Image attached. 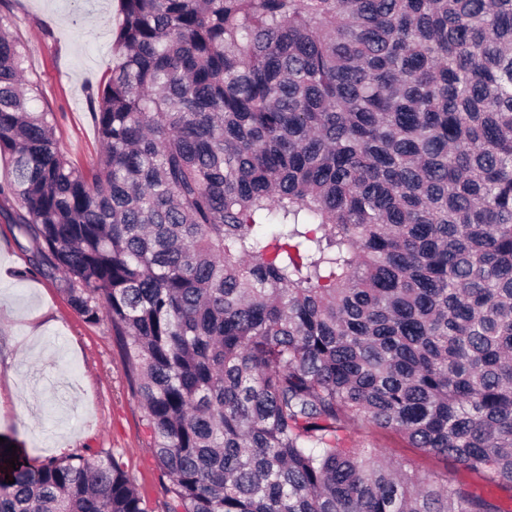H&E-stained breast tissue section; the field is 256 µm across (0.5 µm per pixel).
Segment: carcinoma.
Listing matches in <instances>:
<instances>
[{"instance_id":"cac0c4a2","label":"carcinoma","mask_w":512,"mask_h":512,"mask_svg":"<svg viewBox=\"0 0 512 512\" xmlns=\"http://www.w3.org/2000/svg\"><path fill=\"white\" fill-rule=\"evenodd\" d=\"M76 167L0 25L11 223L120 337L163 512H504L512 0H118ZM0 448V512H149L119 459ZM352 438L357 442L376 445L377 448H381L383 455L387 458L402 462L418 473L444 474L448 471L454 476L457 483L477 494L500 500L504 509L512 512V503L496 486L487 483L469 471L457 467L450 459L447 461L442 458L428 456L416 448H411L401 438L383 431L359 429L354 431Z\"/></svg>"}]
</instances>
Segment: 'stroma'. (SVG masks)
Segmentation results:
<instances>
[{"label": "stroma", "mask_w": 512, "mask_h": 512, "mask_svg": "<svg viewBox=\"0 0 512 512\" xmlns=\"http://www.w3.org/2000/svg\"><path fill=\"white\" fill-rule=\"evenodd\" d=\"M117 12V0H0L23 67L40 84L33 106L55 112L56 138L82 167L100 151L89 94L112 67ZM19 208L14 197L0 196V437L32 459L112 452L153 512H162L168 480L126 378L122 343L107 323L80 316L59 280L36 267L32 241L9 220ZM352 438L416 472H448L473 492L504 497L393 434L359 429Z\"/></svg>", "instance_id": "obj_1"}]
</instances>
